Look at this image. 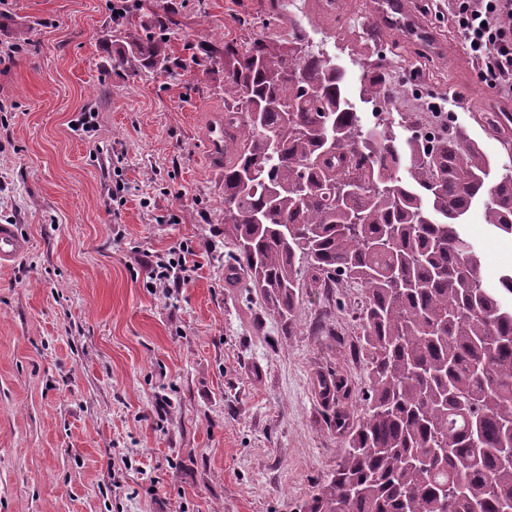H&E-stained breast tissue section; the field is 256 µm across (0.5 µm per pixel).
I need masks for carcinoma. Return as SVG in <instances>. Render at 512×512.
<instances>
[{"label": "carcinoma", "mask_w": 512, "mask_h": 512, "mask_svg": "<svg viewBox=\"0 0 512 512\" xmlns=\"http://www.w3.org/2000/svg\"><path fill=\"white\" fill-rule=\"evenodd\" d=\"M176 15L133 0L115 20L112 69L221 66L229 278L282 317L305 274L362 291L368 389L356 419L338 417L344 456L308 512H512V272L487 284L461 228L480 202L512 237V172L492 175L464 131L364 128L345 72L296 32L175 57ZM363 92L388 100L387 69Z\"/></svg>", "instance_id": "1"}]
</instances>
